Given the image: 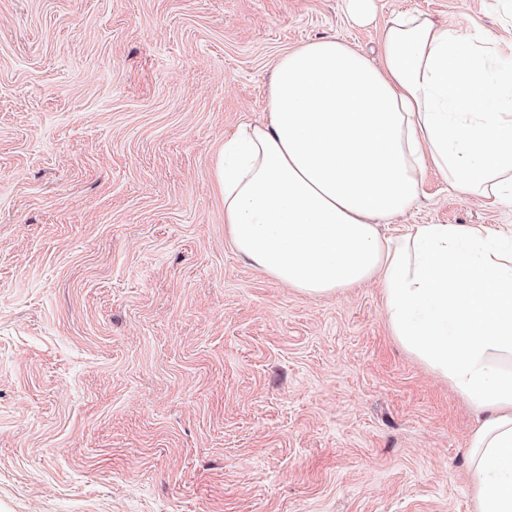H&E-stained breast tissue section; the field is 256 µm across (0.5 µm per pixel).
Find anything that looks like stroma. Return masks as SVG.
<instances>
[{
	"label": "stroma",
	"instance_id": "obj_1",
	"mask_svg": "<svg viewBox=\"0 0 512 512\" xmlns=\"http://www.w3.org/2000/svg\"><path fill=\"white\" fill-rule=\"evenodd\" d=\"M412 9L512 36V0H0V512H476L482 419L380 281L307 296L235 249L214 159L276 61L378 56ZM512 229L425 167L382 225Z\"/></svg>",
	"mask_w": 512,
	"mask_h": 512
}]
</instances>
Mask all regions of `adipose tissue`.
I'll list each match as a JSON object with an SVG mask.
<instances>
[{
	"mask_svg": "<svg viewBox=\"0 0 512 512\" xmlns=\"http://www.w3.org/2000/svg\"><path fill=\"white\" fill-rule=\"evenodd\" d=\"M268 112L215 161L236 250L309 296L380 278L397 341L487 414L469 450L478 512H512V234L379 231L429 165L512 204V42L400 10L380 61L333 38L281 56Z\"/></svg>",
	"mask_w": 512,
	"mask_h": 512,
	"instance_id": "1",
	"label": "adipose tissue"
}]
</instances>
